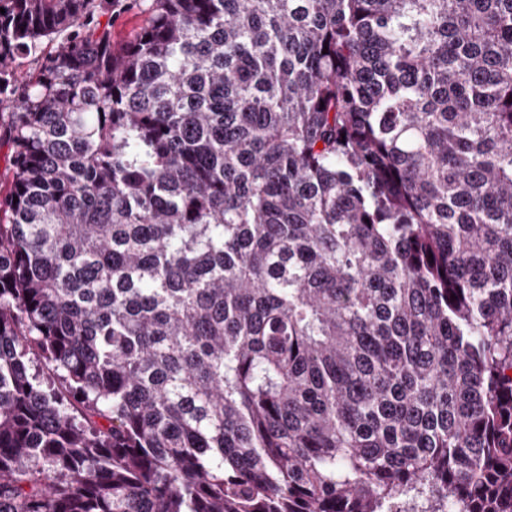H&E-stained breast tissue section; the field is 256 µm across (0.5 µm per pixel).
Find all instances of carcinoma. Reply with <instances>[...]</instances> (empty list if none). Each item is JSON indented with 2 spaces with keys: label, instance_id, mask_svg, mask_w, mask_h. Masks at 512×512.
Segmentation results:
<instances>
[{
  "label": "carcinoma",
  "instance_id": "1",
  "mask_svg": "<svg viewBox=\"0 0 512 512\" xmlns=\"http://www.w3.org/2000/svg\"><path fill=\"white\" fill-rule=\"evenodd\" d=\"M120 5L0 0V512H512V0ZM124 8L120 13H114L112 19V39L122 41L129 38L142 24L146 4L141 1H122Z\"/></svg>",
  "mask_w": 512,
  "mask_h": 512
}]
</instances>
